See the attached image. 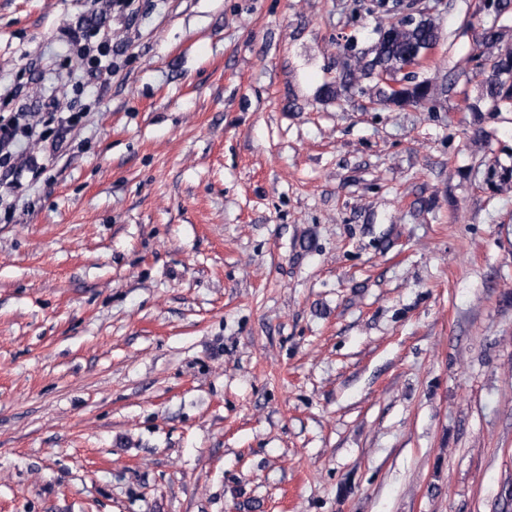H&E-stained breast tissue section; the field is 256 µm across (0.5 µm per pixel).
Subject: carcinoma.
Wrapping results in <instances>:
<instances>
[{
    "label": "carcinoma",
    "mask_w": 512,
    "mask_h": 512,
    "mask_svg": "<svg viewBox=\"0 0 512 512\" xmlns=\"http://www.w3.org/2000/svg\"><path fill=\"white\" fill-rule=\"evenodd\" d=\"M493 21L487 23L480 12L466 13L461 25L448 36L458 38L472 34L473 51L465 59L470 73L480 79L481 96L469 105L467 111L479 120L481 103L493 112H512V46H502L505 32L512 29V0H501L493 12ZM377 39L367 49L344 46L347 60L328 92L339 96L352 90L364 92V84L375 89L376 101L396 107L420 106L434 96L435 87L423 69L403 73L406 65L428 56L442 40L439 19L422 11L376 30ZM396 78L404 85L391 92L383 79Z\"/></svg>",
    "instance_id": "cac0c4a2"
}]
</instances>
